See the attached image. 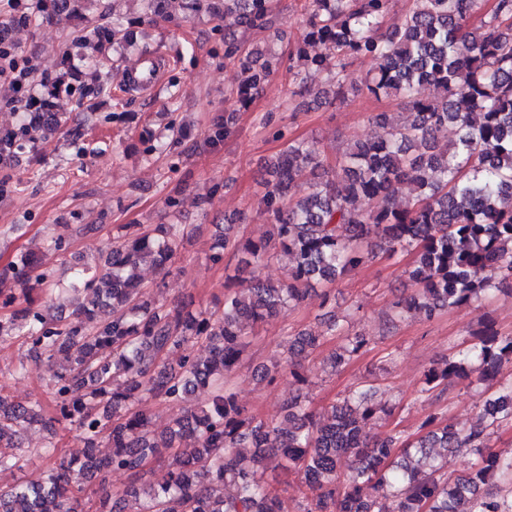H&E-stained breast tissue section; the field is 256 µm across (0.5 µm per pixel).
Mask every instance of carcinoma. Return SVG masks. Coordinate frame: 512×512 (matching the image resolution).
<instances>
[{
    "label": "carcinoma",
    "mask_w": 512,
    "mask_h": 512,
    "mask_svg": "<svg viewBox=\"0 0 512 512\" xmlns=\"http://www.w3.org/2000/svg\"><path fill=\"white\" fill-rule=\"evenodd\" d=\"M191 15L207 0H140L153 21L167 17L175 2ZM84 0H36V7L0 20L16 22L75 14ZM390 0H312L304 43L325 46L336 57L330 80L338 89L359 88L380 98L396 96L410 118L395 124L376 112L380 129L373 139L344 153L320 155L302 143L269 162L261 177L260 210L273 233L216 240L213 261L235 259L231 279L240 290L224 295L216 308L176 310L156 302L145 285L143 267L165 270L190 224H115L113 241L98 269L77 266L69 287L57 288L60 301L87 292L89 305L62 317L35 307L33 284L48 281L37 256L26 253L0 267V341L22 338L28 356L48 362L61 357L66 371L48 384L53 412L39 400H16L0 386V470L22 468L21 433L37 423L73 427L90 448L81 459L56 457L48 439L45 453L55 461L37 485L0 491V512H85L84 484L104 493V512H125L124 497L143 498L137 512H284V500L265 480L267 470L300 477L308 494L299 512H512V494L499 481L512 479V455L489 445L490 429L512 424V382L493 383L512 364V336L491 329L474 334L443 363L423 373L421 392L442 399L457 377L475 375L491 389L483 422L458 429L428 416L417 435L381 437L372 433L381 408L376 387L357 389L328 412L315 414L298 398L285 406L288 426L269 424L240 405L230 377L247 347V329L303 300L316 286L333 284L364 264L372 247L385 255L412 251L407 271L413 293L397 304L398 315L431 319L462 307L491 290L512 294V0H494L480 24L466 28L477 0H410L398 23L384 30ZM270 0H224V17L245 30L270 24ZM72 46H92L103 55L127 42L119 17L102 27L85 16ZM369 56L374 72L360 80L349 66ZM224 58L239 67L238 93L245 100L261 91L276 70L272 59L260 68L247 62L240 45L224 40ZM288 65L292 82L320 69L326 57L299 55ZM45 86L39 109L13 127L0 129V155L34 149L61 127L55 100L65 95L88 106L111 93L93 83L68 80L70 61ZM234 117H217L204 145L216 147L232 133ZM453 127L455 140L439 149L435 134ZM145 154L161 146H182L181 130L169 121L150 135ZM413 185L399 203L395 186ZM289 258L286 277L276 283L261 271L276 253ZM321 337L301 332L288 341V355L274 357L260 371L263 381L306 376L297 362L309 357ZM368 339L344 336L342 352L330 359L336 370L358 356ZM210 399L187 415H177L161 436L151 430V414L140 407L148 397L180 405L198 389ZM106 437L112 454L91 448ZM469 450L473 468L450 474V452ZM167 460V475L155 487L143 481L151 460ZM350 463L343 475L340 466ZM122 471L130 484L112 498L108 477Z\"/></svg>",
    "instance_id": "cac0c4a2"
}]
</instances>
